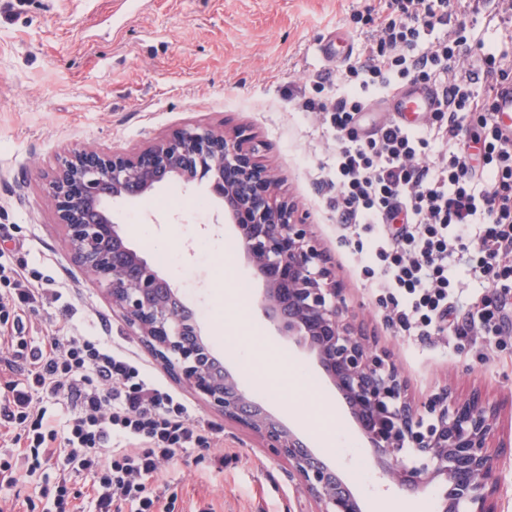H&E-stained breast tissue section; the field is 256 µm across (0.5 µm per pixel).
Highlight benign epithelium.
<instances>
[{
  "label": "benign epithelium",
  "instance_id": "1",
  "mask_svg": "<svg viewBox=\"0 0 512 512\" xmlns=\"http://www.w3.org/2000/svg\"><path fill=\"white\" fill-rule=\"evenodd\" d=\"M246 142L238 133L194 125L133 153L67 151L47 193L73 260L176 378L288 464V474L310 494L313 512H361L339 471L239 385L213 354L178 289L130 247L114 219L115 199L145 196L164 182L189 185L208 177L211 195L235 224L243 254L262 282L260 311L280 335L316 358L380 474L407 492L441 484L439 512H496L501 477L490 443L498 406L479 392L452 398L446 389L419 407L407 399L404 379L349 319L327 257L311 244L307 225ZM422 411L433 418L425 429ZM404 448L414 449L418 464L402 462Z\"/></svg>",
  "mask_w": 512,
  "mask_h": 512
}]
</instances>
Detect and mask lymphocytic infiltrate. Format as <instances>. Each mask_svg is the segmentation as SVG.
<instances>
[{
    "instance_id": "lymphocytic-infiltrate-1",
    "label": "lymphocytic infiltrate",
    "mask_w": 512,
    "mask_h": 512,
    "mask_svg": "<svg viewBox=\"0 0 512 512\" xmlns=\"http://www.w3.org/2000/svg\"><path fill=\"white\" fill-rule=\"evenodd\" d=\"M374 48L348 65L333 96L303 98L336 134V207L347 226L374 224L373 256L391 287L400 327L428 337L450 329L463 307L448 273L450 260L476 280L512 294V137L492 121L494 92L512 82V57H481L483 86L453 72L468 41L456 29L425 48L422 31L444 23L448 0H382L366 11ZM429 84L438 93L429 130L392 123L360 140L356 116L369 91ZM478 116L480 165L463 142L464 121ZM447 148L426 163L431 138ZM22 268L0 265V319L12 332L0 338V376L11 395L0 406V486L18 482L13 466L53 465L56 476L45 512H159L160 494L148 482L177 454L209 448L187 408L157 386L132 358L98 339L56 336L28 342L21 312L36 299ZM63 402L55 422L47 404ZM87 475L91 491L76 499L72 478Z\"/></svg>"
}]
</instances>
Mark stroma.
Wrapping results in <instances>:
<instances>
[{
	"label": "stroma",
	"mask_w": 512,
	"mask_h": 512,
	"mask_svg": "<svg viewBox=\"0 0 512 512\" xmlns=\"http://www.w3.org/2000/svg\"><path fill=\"white\" fill-rule=\"evenodd\" d=\"M377 3L139 0L125 15L120 0H0V263L24 266L30 287L44 291L23 315L31 341L58 334L101 339L145 368L199 422L210 451L178 456L152 482L173 512H312L314 503L257 436L175 379L74 263L65 228L45 196L48 175L71 148L127 152L196 124L244 134L309 224L344 287L355 324L388 352L411 400L424 401L443 388L452 397L482 390L500 404L501 432L512 442V327L492 345L478 336L420 338L400 329L389 285L372 270L374 230H344L336 210V190L329 183L336 137L319 113L301 111L289 98L317 81L335 90L347 64L365 61L371 35L350 16ZM505 7L504 0L451 5L447 24L426 32L422 41L465 27L470 49L458 69L479 73L481 53L512 54ZM333 40L342 53L338 61L319 52ZM219 209L205 184L177 182L112 205L130 244L181 289L240 386L297 427L318 457L338 467L364 512H437L435 491L411 494L380 479L369 448L315 359L263 317L257 306L262 283L232 224L215 223ZM228 274L249 285L241 304L254 352L272 345L281 358L301 366L299 394L268 396L278 365L262 368L243 353L225 352ZM319 403L333 408L342 444L329 446L321 433L300 425L299 416L313 413ZM44 505L38 477H21L16 488L0 490V512H42Z\"/></svg>",
	"instance_id": "obj_1"
}]
</instances>
